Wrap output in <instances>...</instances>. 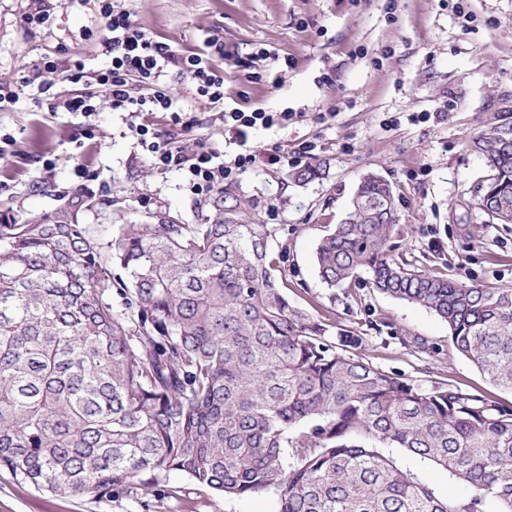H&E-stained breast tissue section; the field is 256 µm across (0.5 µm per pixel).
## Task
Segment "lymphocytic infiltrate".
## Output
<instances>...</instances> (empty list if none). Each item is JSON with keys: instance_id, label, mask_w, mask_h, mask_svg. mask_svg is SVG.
I'll list each match as a JSON object with an SVG mask.
<instances>
[{"instance_id": "1", "label": "lymphocytic infiltrate", "mask_w": 512, "mask_h": 512, "mask_svg": "<svg viewBox=\"0 0 512 512\" xmlns=\"http://www.w3.org/2000/svg\"><path fill=\"white\" fill-rule=\"evenodd\" d=\"M99 14L104 22L106 39L104 46L111 61L105 68L89 71L82 59H70L66 67L48 62L47 79L35 81L24 76L15 84L0 85V112L10 111L25 89L35 90L37 96L48 101L53 112H64L74 117H88L96 110L95 94L104 92L113 110L140 116L145 112H166L173 125L179 126L183 118L174 105L173 95L165 81L168 68H177L197 94L212 103L224 101V74L210 63L214 54H223L224 44L212 37L206 42V52L182 53L167 42L156 39L147 29L130 21V0H97ZM84 84L85 93L56 101L52 92L54 82ZM139 82L142 93L133 95L132 82ZM224 141L236 146V153L224 163L214 161V154L206 148L193 153L177 146L174 138L161 137L149 125L139 124L137 132L149 165L161 170L187 172L193 189L207 194L223 185L234 183L255 171L257 165L280 168L288 165V154L280 148L268 150L264 157H257L249 147L254 130L287 128L295 118L288 111L269 112L261 108L246 112L238 108L222 112Z\"/></svg>"}]
</instances>
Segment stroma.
<instances>
[{
  "label": "stroma",
  "mask_w": 512,
  "mask_h": 512,
  "mask_svg": "<svg viewBox=\"0 0 512 512\" xmlns=\"http://www.w3.org/2000/svg\"><path fill=\"white\" fill-rule=\"evenodd\" d=\"M32 0H0V84L15 83L43 63L70 57L92 69L109 56L95 0H60L51 21L25 24ZM132 19L179 51L204 49L210 36L241 55L267 47L290 58L279 83L212 56L224 73V103L196 94L169 68L165 80L196 126L181 133L186 150L206 145L223 154L218 108L298 113L288 128L257 129V152L298 150L317 142L321 177L305 183L287 170L258 168L233 189L246 213L288 230L280 271L288 298L325 323L363 338L359 354L385 371L423 384L443 382L512 404L453 348L448 327L429 310L376 292L368 280L328 288L318 276L319 239L341 223L362 177L386 179L400 200L395 236L414 267L488 288H512V224L478 212L479 188L490 175L469 140L494 118L512 113V0H133ZM0 224H25L72 202L78 221L108 239L118 224H151L167 213L180 224L210 215L179 171L152 169L132 119L99 98L90 118L48 111L25 95L0 112ZM420 336L433 353L396 344ZM386 456L442 499L469 496L448 471L402 448ZM163 494L80 499L40 491L0 471V512H211L209 490L171 472Z\"/></svg>",
  "instance_id": "35a3bbf8"
}]
</instances>
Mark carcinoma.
<instances>
[{
    "instance_id": "obj_1",
    "label": "carcinoma",
    "mask_w": 512,
    "mask_h": 512,
    "mask_svg": "<svg viewBox=\"0 0 512 512\" xmlns=\"http://www.w3.org/2000/svg\"><path fill=\"white\" fill-rule=\"evenodd\" d=\"M512 124L470 143L491 175L478 209L512 224ZM322 163L289 172L322 174ZM204 224H118L102 243L77 212L0 224V470L73 498L149 495L177 471L222 497L270 489L277 512H512V405L429 387L347 352L363 338L288 300L273 243L225 188ZM399 203L366 175L315 249L330 288H373L448 325L455 350L512 392V288L419 270L395 255ZM420 353L421 337L388 336ZM390 445L471 491L439 499Z\"/></svg>"
}]
</instances>
